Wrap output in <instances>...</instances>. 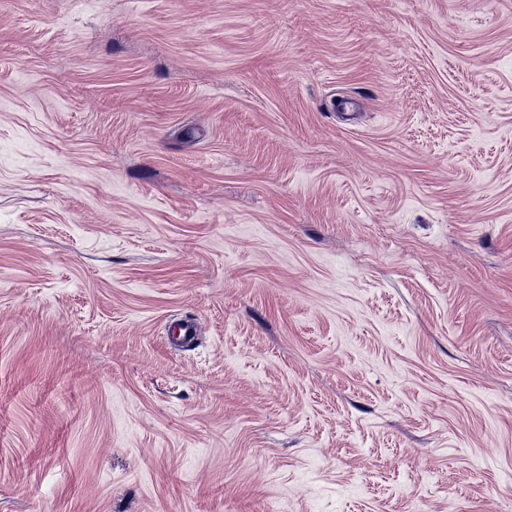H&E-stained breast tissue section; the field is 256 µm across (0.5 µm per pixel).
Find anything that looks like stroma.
I'll return each instance as SVG.
<instances>
[{"mask_svg":"<svg viewBox=\"0 0 512 512\" xmlns=\"http://www.w3.org/2000/svg\"><path fill=\"white\" fill-rule=\"evenodd\" d=\"M0 512H512V0H0Z\"/></svg>","mask_w":512,"mask_h":512,"instance_id":"1","label":"stroma"}]
</instances>
